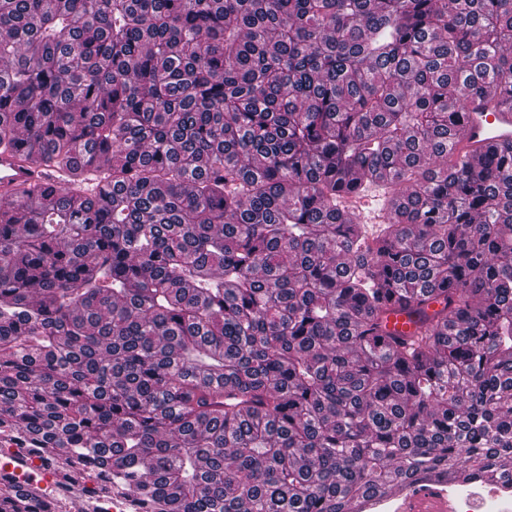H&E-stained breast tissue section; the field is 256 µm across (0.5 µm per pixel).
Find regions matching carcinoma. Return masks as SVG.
I'll use <instances>...</instances> for the list:
<instances>
[{
    "mask_svg": "<svg viewBox=\"0 0 512 512\" xmlns=\"http://www.w3.org/2000/svg\"><path fill=\"white\" fill-rule=\"evenodd\" d=\"M490 90L512 0H0V152L70 173L0 202V448L147 512L512 472V142L456 155Z\"/></svg>",
    "mask_w": 512,
    "mask_h": 512,
    "instance_id": "obj_1",
    "label": "carcinoma"
}]
</instances>
